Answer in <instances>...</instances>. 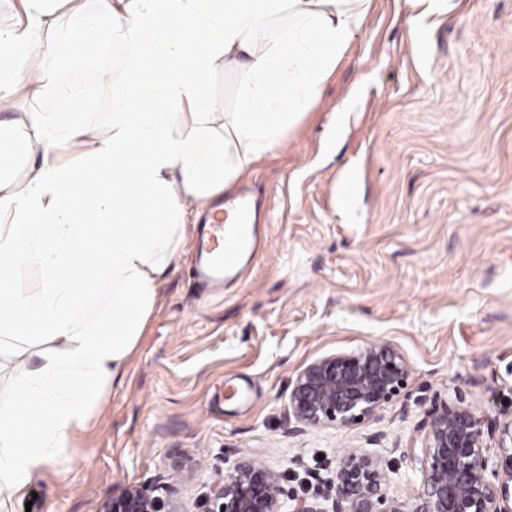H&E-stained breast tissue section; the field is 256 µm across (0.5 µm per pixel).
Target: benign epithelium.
<instances>
[{"mask_svg": "<svg viewBox=\"0 0 512 512\" xmlns=\"http://www.w3.org/2000/svg\"><path fill=\"white\" fill-rule=\"evenodd\" d=\"M410 368L386 343L320 358L296 376L288 434L336 426L353 429L399 400ZM422 446L401 456L422 476L415 502L387 495L390 475L378 457L351 451L312 498L290 495L280 477L250 458L209 487L202 512H512V413L491 418L435 399L424 410ZM173 477L156 476L105 501L101 512H177Z\"/></svg>", "mask_w": 512, "mask_h": 512, "instance_id": "1", "label": "benign epithelium"}]
</instances>
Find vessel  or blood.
Returning <instances> with one entry per match:
<instances>
[{"label": "vessel or blood", "mask_w": 512, "mask_h": 512, "mask_svg": "<svg viewBox=\"0 0 512 512\" xmlns=\"http://www.w3.org/2000/svg\"><path fill=\"white\" fill-rule=\"evenodd\" d=\"M234 225L225 228L222 219L199 224L196 235V278L205 283H220L235 272V259L240 250L255 251L259 237L251 236L254 223L252 204L248 196L235 198L229 205Z\"/></svg>", "instance_id": "vessel-or-blood-1"}]
</instances>
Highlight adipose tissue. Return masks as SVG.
<instances>
[{"mask_svg": "<svg viewBox=\"0 0 512 512\" xmlns=\"http://www.w3.org/2000/svg\"><path fill=\"white\" fill-rule=\"evenodd\" d=\"M59 2L17 0L0 26V110L57 89L61 29L83 56L110 30L126 64L104 136L75 101L0 122V378L16 390L0 406V512L80 455L77 435L124 376L182 252L187 206L284 146L369 0H97L88 13ZM220 68L239 77L230 112L209 93ZM62 145L78 148L76 165L55 163Z\"/></svg>", "mask_w": 512, "mask_h": 512, "instance_id": "obj_1", "label": "adipose tissue"}]
</instances>
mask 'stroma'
Returning a JSON list of instances; mask_svg holds the SVG:
<instances>
[{
  "instance_id": "35a3bbf8",
  "label": "stroma",
  "mask_w": 512,
  "mask_h": 512,
  "mask_svg": "<svg viewBox=\"0 0 512 512\" xmlns=\"http://www.w3.org/2000/svg\"><path fill=\"white\" fill-rule=\"evenodd\" d=\"M102 40L60 70L101 114L125 63ZM241 182L269 214L265 251L203 291L185 246L122 385L77 438L82 455L35 478L15 512H99L156 475L175 477L180 512H201L206 483L243 458L310 496L354 450L397 467L387 493L413 501L421 475L397 451L420 447L418 412L393 404L354 429L288 433L296 375L372 343L404 356L410 397L512 406V0H370L321 101Z\"/></svg>"
}]
</instances>
